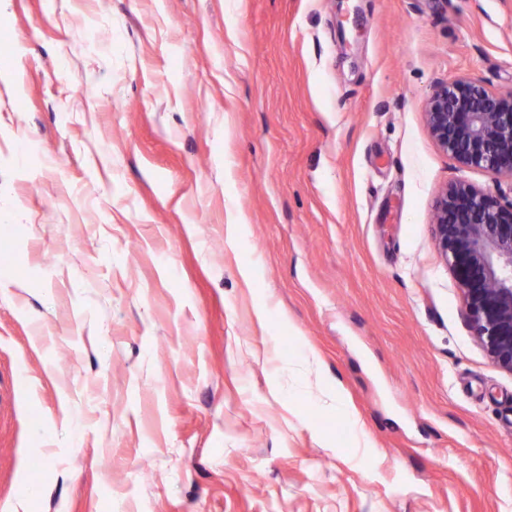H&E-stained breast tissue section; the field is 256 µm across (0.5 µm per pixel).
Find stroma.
Masks as SVG:
<instances>
[{
  "mask_svg": "<svg viewBox=\"0 0 512 512\" xmlns=\"http://www.w3.org/2000/svg\"><path fill=\"white\" fill-rule=\"evenodd\" d=\"M462 76L512 89V0H0V512H512ZM433 227L473 335L494 364L512 373V201L456 182L440 193Z\"/></svg>",
  "mask_w": 512,
  "mask_h": 512,
  "instance_id": "obj_1",
  "label": "stroma"
}]
</instances>
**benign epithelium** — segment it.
I'll return each instance as SVG.
<instances>
[{
	"label": "benign epithelium",
	"instance_id": "benign-epithelium-1",
	"mask_svg": "<svg viewBox=\"0 0 512 512\" xmlns=\"http://www.w3.org/2000/svg\"><path fill=\"white\" fill-rule=\"evenodd\" d=\"M425 116L435 143L461 166L512 178V90L494 92L467 78L438 83ZM433 227L473 335L512 373V202L456 182L440 193Z\"/></svg>",
	"mask_w": 512,
	"mask_h": 512
}]
</instances>
